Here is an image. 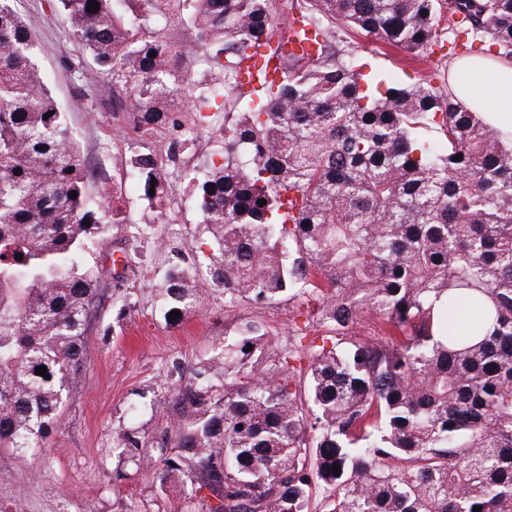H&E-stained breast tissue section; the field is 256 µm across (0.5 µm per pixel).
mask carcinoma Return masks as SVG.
Returning a JSON list of instances; mask_svg holds the SVG:
<instances>
[{
	"instance_id": "carcinoma-1",
	"label": "carcinoma",
	"mask_w": 512,
	"mask_h": 512,
	"mask_svg": "<svg viewBox=\"0 0 512 512\" xmlns=\"http://www.w3.org/2000/svg\"><path fill=\"white\" fill-rule=\"evenodd\" d=\"M58 2L112 85L136 83L134 127L179 126L186 97L172 45L153 30L159 0H97L94 12ZM437 4L303 0L295 27L269 0H194L202 62L223 74L211 97L224 98L212 115L224 163L191 177L217 253L168 270L163 314H195L214 294L237 306L312 292L331 345L297 367L299 351L265 350L247 322L178 390L188 423L151 447L116 435L118 457L151 465L158 492L183 494L190 512H308L315 483L330 491L322 512H512V146L451 84L370 76L336 49L340 24L417 55L435 39ZM448 12L479 39L465 51L512 61V0H448ZM284 26L313 34L317 55H285L278 82L246 90L243 62ZM35 50L0 0V448L41 456L102 297L80 252L127 218L110 201L91 207ZM134 180L162 204L153 150L135 155ZM287 192L298 201L288 217ZM462 303L485 327L448 328ZM370 311L399 339L356 340Z\"/></svg>"
}]
</instances>
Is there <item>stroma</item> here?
Returning a JSON list of instances; mask_svg holds the SVG:
<instances>
[{
    "label": "stroma",
    "mask_w": 512,
    "mask_h": 512,
    "mask_svg": "<svg viewBox=\"0 0 512 512\" xmlns=\"http://www.w3.org/2000/svg\"><path fill=\"white\" fill-rule=\"evenodd\" d=\"M12 6L34 37L40 77L67 112L69 130L90 173V198L101 204L118 197L127 221L109 225L105 234L86 242L82 261L98 271L104 296L86 337L80 374L44 458L0 448V473L7 475L0 480V512H187L183 498L155 496L143 469L119 461L114 437L119 431L134 430L150 443L183 422L176 387L190 383L193 370L221 352L243 323L260 324L275 348L295 349L304 340L321 344L323 329L307 322V312L316 303L305 295L230 308L218 296L209 298L197 314L165 320L156 290L168 269L205 261L215 251L186 175L211 161L222 164L217 154L219 133L201 113L187 110L198 136L182 157L183 174L167 177L168 221L156 224L155 209L132 180L130 160L142 147H165L168 130L139 138L129 113L113 111V94L126 100L129 90L115 91L105 74L85 58L54 0H12ZM165 10L180 17L164 33L188 86L200 94L222 82V75L201 64L202 48L187 21L190 0H167ZM336 39L368 72L437 86L453 64L448 55L451 42L463 43L467 37L458 34L452 21L441 19L438 36L421 62L347 27H337ZM150 223L157 226L155 238L132 248V225ZM186 240L192 249L183 248ZM126 302L131 305L127 311L122 308ZM300 329L306 331L305 339H298Z\"/></svg>",
    "instance_id": "35a3bbf8"
}]
</instances>
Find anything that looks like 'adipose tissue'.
Masks as SVG:
<instances>
[{"label": "adipose tissue", "instance_id": "obj_1", "mask_svg": "<svg viewBox=\"0 0 512 512\" xmlns=\"http://www.w3.org/2000/svg\"><path fill=\"white\" fill-rule=\"evenodd\" d=\"M452 76L466 107L512 134V62L467 57L455 63Z\"/></svg>", "mask_w": 512, "mask_h": 512}]
</instances>
